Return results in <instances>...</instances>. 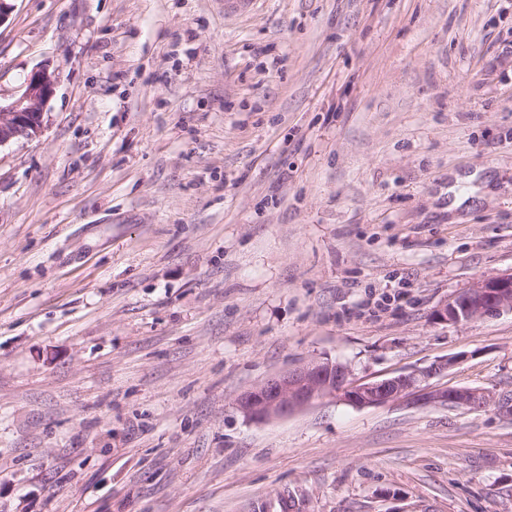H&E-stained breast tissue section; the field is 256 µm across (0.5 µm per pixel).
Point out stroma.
I'll return each mask as SVG.
<instances>
[{
	"instance_id": "stroma-1",
	"label": "stroma",
	"mask_w": 512,
	"mask_h": 512,
	"mask_svg": "<svg viewBox=\"0 0 512 512\" xmlns=\"http://www.w3.org/2000/svg\"><path fill=\"white\" fill-rule=\"evenodd\" d=\"M43 67L0 146V512H512V415L430 397L512 394V313L434 317L512 271V0H13L0 97ZM319 358L427 378L239 412ZM55 83V73L40 68L28 76L20 94L7 102H2L0 97V146L42 134L43 111L53 95ZM430 397L440 401L448 402V405L464 408H480L484 409L490 405H494L499 409L500 396H496L490 392L481 389H452L445 391L431 392Z\"/></svg>"
}]
</instances>
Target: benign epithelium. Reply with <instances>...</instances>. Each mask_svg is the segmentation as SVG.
Listing matches in <instances>:
<instances>
[{
    "instance_id": "7a95c632",
    "label": "benign epithelium",
    "mask_w": 512,
    "mask_h": 512,
    "mask_svg": "<svg viewBox=\"0 0 512 512\" xmlns=\"http://www.w3.org/2000/svg\"><path fill=\"white\" fill-rule=\"evenodd\" d=\"M55 73L46 68L32 72L20 94L0 101V147L18 139H34L43 131L44 108L53 95ZM512 312V272L475 281L435 313L437 319L460 323L485 316ZM349 367L328 358L305 362L278 373L237 398L239 411L247 419L266 422L288 417L327 398H340L356 406L386 404L406 396L425 373H408L383 380L356 383ZM430 397L451 406L484 409L499 406L500 396L481 389L432 392Z\"/></svg>"
}]
</instances>
